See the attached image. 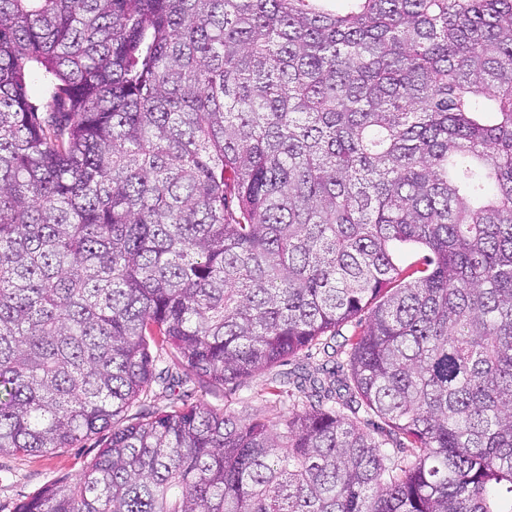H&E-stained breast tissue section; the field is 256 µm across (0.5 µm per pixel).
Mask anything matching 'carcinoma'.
Wrapping results in <instances>:
<instances>
[{
    "mask_svg": "<svg viewBox=\"0 0 512 512\" xmlns=\"http://www.w3.org/2000/svg\"><path fill=\"white\" fill-rule=\"evenodd\" d=\"M345 2L0 0V454L112 429L14 512H512V0ZM326 359L323 353L319 352V349H305L295 358L287 359L271 369L256 373L247 379L231 397L228 394V387L225 389L221 386H207L194 379L185 384L181 391H187L190 395L188 403L197 404L216 413H223L227 400H229V403L231 400V407L236 411H244L246 409L252 416L272 418L284 415L287 418L288 397L286 394H284V397H277L267 393L271 377L277 375L281 379H285V381L290 380V387L293 388L292 382L295 381L296 383L298 376L322 372V366L324 369L326 366V368L332 370V367L341 365L336 370H340L339 373H341V370L346 371V357L344 355L340 357L338 364L336 362L327 363Z\"/></svg>",
    "mask_w": 512,
    "mask_h": 512,
    "instance_id": "cac0c4a2",
    "label": "carcinoma"
}]
</instances>
